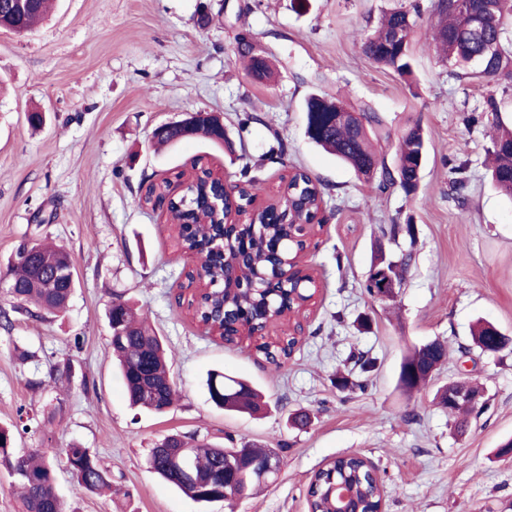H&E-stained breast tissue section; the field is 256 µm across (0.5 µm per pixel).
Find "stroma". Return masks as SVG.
Here are the masks:
<instances>
[{
  "mask_svg": "<svg viewBox=\"0 0 512 512\" xmlns=\"http://www.w3.org/2000/svg\"><path fill=\"white\" fill-rule=\"evenodd\" d=\"M411 7L419 17L404 78L360 45L384 13ZM439 20L434 0H56L32 31L0 28V265L19 240L42 238L63 246L77 280L64 312H12L11 327H0V426L16 450L49 453L66 512H307L314 471L353 452L376 465L386 512H512V459L496 456L512 439V352L487 355L471 341L480 319L512 336V198L485 167L491 127L511 126L512 112H483L490 88L442 60ZM243 35L266 51L270 81L249 75L237 53ZM311 95L376 113L384 136L375 147L389 168L400 137L420 127L428 157L416 191L377 189L312 143ZM36 110L39 128L27 121ZM195 111L223 119L228 146L153 145L157 125ZM198 158L231 183L251 167L261 202L296 168L320 183L324 226L306 258L317 292L304 337L281 365L204 335L176 302L191 261L169 215L142 196ZM461 162L463 205L449 174ZM381 256L407 263L387 301L362 288ZM118 295L176 354L180 398L166 414L128 405L106 320ZM435 338L448 342L436 386L468 380L487 402L462 434L433 392L398 386L404 355ZM359 352L376 360L371 385L338 389L337 376L358 377ZM211 370L252 382L268 410L216 407ZM301 410L311 416L304 427L291 421ZM176 433L276 449L278 477L231 504L198 503L146 465L154 444ZM73 444L98 454L115 495L73 493L64 455Z\"/></svg>",
  "mask_w": 512,
  "mask_h": 512,
  "instance_id": "35a3bbf8",
  "label": "stroma"
}]
</instances>
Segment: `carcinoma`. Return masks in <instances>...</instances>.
<instances>
[{
    "mask_svg": "<svg viewBox=\"0 0 512 512\" xmlns=\"http://www.w3.org/2000/svg\"><path fill=\"white\" fill-rule=\"evenodd\" d=\"M49 0H33L30 8L17 16L0 6V26L10 30L28 31L46 13ZM435 9L442 17L435 35L442 57L448 63L465 69L464 76L477 79L488 86L512 89V41L507 33L512 29V0H436ZM415 20L408 10H396L385 15L377 30L367 35L361 44L364 55L376 64L391 68L401 75L411 73L410 45ZM494 42V53H484L485 45ZM240 56L248 59L250 75L260 81L272 75L270 60H259L252 54L249 42L240 39L237 46ZM478 63H471V59ZM340 106L351 108L341 98L311 95L305 101L306 135L315 144L331 151L350 165L357 176L371 183L379 180L378 187L398 185L405 194L416 190L418 170L426 162L423 131L415 126L405 132L400 140L394 170H389L373 150L370 135L381 136V121L372 112H362L361 123L352 127L337 123L334 112ZM224 124L210 112H197L192 127L174 124L155 136L161 144L174 143L194 135L203 136L216 145L224 144ZM494 165L491 181L504 195L512 197V128L496 124L492 136ZM186 189L170 202L169 215L180 230L183 246L195 248L208 246L220 235L217 221L221 210L214 206L218 201L216 181L210 171L200 168ZM287 194L293 200L288 220L303 224L312 219L318 200L317 181L310 174L299 170L287 185ZM288 224H250L224 241L228 256L241 258L239 282L236 288L222 287L219 272L211 273L217 289L201 303L199 319L224 309V322L230 324L245 318L261 324L269 317L279 316L288 307L287 285L277 283L274 288L263 287L262 275L272 271L276 253L271 242H281L280 251L293 246L289 241ZM66 253L38 240L20 243L9 261L8 273L12 288L8 297L12 310L35 315V310L58 311L66 307L73 294L75 280ZM380 259L371 268L363 288L378 300L389 298L394 290H379L378 277L388 270L395 284H400L403 266ZM62 272L47 290L40 286L43 275ZM120 326V335L110 334V347L115 356L131 406L152 412L166 413L175 403L177 390L171 375L174 355L167 351L162 339L146 324L135 317L133 306L122 298L115 301V311H107ZM497 328L488 322L481 323L473 333V342L480 350L493 349L497 343ZM448 345L433 339L415 346L406 355L399 371V384L408 394L425 389L433 373L445 361ZM456 387L451 382L437 391L439 404L456 416L455 427L465 430L470 418H478L483 409L466 403L448 401V391ZM207 388L213 404L228 412L257 413L261 410V395L248 381L221 372H211ZM178 446L185 449L195 466L204 472L198 483H187L180 477L176 464L167 455L150 451L149 469L173 485L187 497L202 502V494L209 492L227 502L254 490L261 485L256 473L247 468L238 450L213 444H197L180 434L161 439L160 447ZM67 462L78 492L95 493L112 488L110 472L102 465L96 453L88 448L73 446L67 449ZM0 471L11 479V486L21 490L22 512H64V503L57 487L53 463L42 453L19 454L13 448V434L7 427H0ZM343 484L352 493L354 507L360 512H378L382 505L380 483L373 469L357 454L338 456L316 470L307 487V506L311 512H338V503L332 493L333 486Z\"/></svg>",
    "mask_w": 512,
    "mask_h": 512,
    "instance_id": "1",
    "label": "carcinoma"
}]
</instances>
